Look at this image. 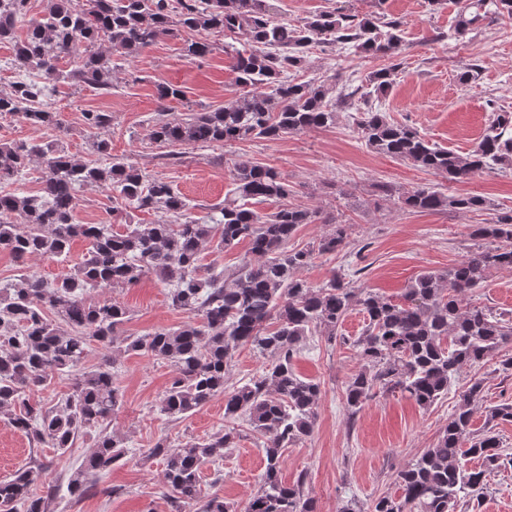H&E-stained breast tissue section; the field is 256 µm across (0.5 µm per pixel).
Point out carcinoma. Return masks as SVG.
<instances>
[{
  "instance_id": "1",
  "label": "carcinoma",
  "mask_w": 512,
  "mask_h": 512,
  "mask_svg": "<svg viewBox=\"0 0 512 512\" xmlns=\"http://www.w3.org/2000/svg\"><path fill=\"white\" fill-rule=\"evenodd\" d=\"M48 0L44 15L26 18V0H0V41L13 43L15 65L35 71L49 82L112 89V57L96 50L100 44L135 55L172 33L178 25L200 33H245L250 48L227 43L224 53L234 59L241 93L230 105L213 112L174 117L166 102L183 97L175 85L156 88L160 107L152 138L169 145L221 144L246 139L278 140L288 134L326 128L336 123L334 103L347 97L345 88L296 82L290 72L300 69L320 38L352 50L363 58L392 61L371 72L369 82L381 94L394 85L402 37L396 20L323 11L299 26L279 23L269 0ZM469 14L455 32L463 36L483 19L492 4L512 17V0H457ZM25 29L24 38L16 36ZM215 50L206 39L185 44V55L203 58ZM70 58L73 68L60 69ZM45 84L18 81L0 94V116L10 115L37 129L60 125L58 113L41 105ZM485 133L466 155L440 148L405 124L388 120L370 106L358 112L356 126L366 145L378 153L407 161L450 183H463L496 165L512 166V114L495 101ZM84 123L93 131L88 141L97 161L81 162L55 141H1L0 183L12 180L34 161L42 171L39 194L0 193V251L25 264L37 257L67 256L71 242L81 239L87 252L76 272L47 285L29 274L0 289V419L23 431L32 443L62 453L81 433H97L93 450L68 479L69 493L80 499L98 478L125 457L122 440L110 432L112 415L124 404V394L107 356L76 377L74 391L63 406L47 408L27 395L82 364L97 343L105 349L144 351L171 362L176 376L165 391L160 411L186 418L211 399L224 395V415L247 416L265 438V469L260 490L241 509L218 497L200 496L202 466L224 457L234 447L231 430L187 442L173 451L162 441L149 456L164 462V483L171 491L174 512H315L305 494L304 479L293 484L280 476L282 449L313 432L320 385L301 377L293 357L311 328L329 336L349 311L362 312L368 323L353 344L367 367L347 385L346 408L355 415L376 389L400 391L419 406H431L448 392L455 375L467 364L487 359L503 342L512 340V320L479 305H462L484 287L491 270H512V216L479 224L473 235L493 244L479 246L442 272L423 271L396 302L366 288H356L339 274L322 286L299 278L314 259L345 246L346 227L336 224L311 249H290L288 242L302 224L315 221L313 212L285 204L260 215L248 207L258 198L286 200L293 188L271 167L240 156L230 168L232 197L224 199L213 224L189 213L186 199L172 185L141 168L112 156L101 131L112 124V113L88 111ZM112 188V210L125 203L141 209L161 208L170 217L162 224H129L114 232L105 224H78L79 186ZM403 209L437 212L447 208L482 210L480 196L447 195L416 186L398 197ZM217 241L224 251L248 241L259 258L247 262L232 282L224 273L197 272L203 247ZM151 274L169 286L171 306L194 320L176 330L160 329L146 336L117 340L129 319L120 302L87 300L89 288H125ZM250 346L276 357L261 376L224 393L225 369L235 352ZM481 383L463 395L436 443L397 474L401 494L378 498L371 512H469L481 507L489 471L508 464L495 427L512 421V404L486 410L479 432L473 429V405ZM476 458L482 466L466 469L462 459ZM31 468L0 481V512H49L56 494L50 486L38 494Z\"/></svg>"
}]
</instances>
